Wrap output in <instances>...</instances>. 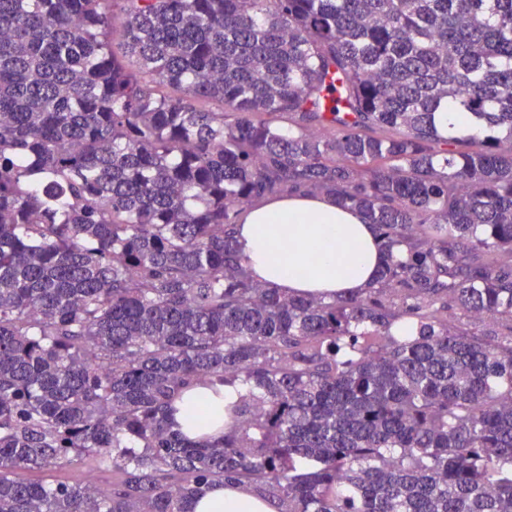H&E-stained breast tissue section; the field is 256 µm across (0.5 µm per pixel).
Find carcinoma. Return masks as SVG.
<instances>
[{"mask_svg": "<svg viewBox=\"0 0 512 512\" xmlns=\"http://www.w3.org/2000/svg\"><path fill=\"white\" fill-rule=\"evenodd\" d=\"M112 2L0 0V512H512V0ZM297 191L374 226L368 287L249 276ZM73 462L112 489L15 477ZM239 386H226L222 388L219 397H216L208 388L195 386L184 393L179 411L175 420L180 430L193 435H206L209 437L224 432V402L235 401L238 398ZM201 403H205L210 413V421L206 426H199L193 419V410ZM278 501L244 485H217L193 504V512H278Z\"/></svg>", "mask_w": 512, "mask_h": 512, "instance_id": "cac0c4a2", "label": "carcinoma"}]
</instances>
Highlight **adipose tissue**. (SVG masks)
Listing matches in <instances>:
<instances>
[{
    "instance_id": "obj_1",
    "label": "adipose tissue",
    "mask_w": 512,
    "mask_h": 512,
    "mask_svg": "<svg viewBox=\"0 0 512 512\" xmlns=\"http://www.w3.org/2000/svg\"><path fill=\"white\" fill-rule=\"evenodd\" d=\"M235 239L260 283L288 295L328 298L367 287L382 263L383 252L363 215L332 198L296 192L259 200L239 224ZM239 389L220 394L196 386L184 393L175 416L181 431L217 436L224 431V404ZM206 404L210 421L199 426L193 411ZM276 500L244 485H218L193 505V512H278Z\"/></svg>"
}]
</instances>
